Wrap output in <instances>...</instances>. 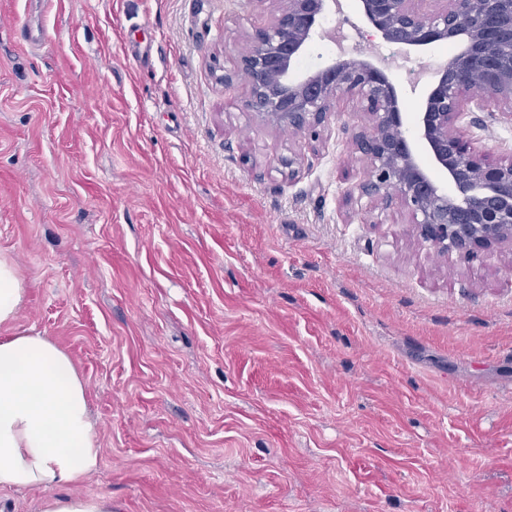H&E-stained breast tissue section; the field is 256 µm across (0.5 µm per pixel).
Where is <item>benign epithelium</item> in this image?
Segmentation results:
<instances>
[{
	"instance_id": "1",
	"label": "benign epithelium",
	"mask_w": 512,
	"mask_h": 512,
	"mask_svg": "<svg viewBox=\"0 0 512 512\" xmlns=\"http://www.w3.org/2000/svg\"><path fill=\"white\" fill-rule=\"evenodd\" d=\"M280 2L241 57L248 106L316 138L342 98L360 99L370 124L353 141L371 172L356 186L361 194L399 204L423 241L467 260L512 243V150L490 160L467 135L482 125L472 113L491 104L512 118V0H357L368 27L406 56L439 41L460 45L431 73L412 135L394 85L373 61L339 57L294 77L321 16L342 12L341 0Z\"/></svg>"
}]
</instances>
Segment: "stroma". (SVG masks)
<instances>
[{"label":"stroma","instance_id":"obj_1","mask_svg":"<svg viewBox=\"0 0 512 512\" xmlns=\"http://www.w3.org/2000/svg\"><path fill=\"white\" fill-rule=\"evenodd\" d=\"M274 0H0V251L118 512H512V244L472 261L225 88ZM43 29L36 45L17 25ZM402 111L413 69L379 44Z\"/></svg>","mask_w":512,"mask_h":512}]
</instances>
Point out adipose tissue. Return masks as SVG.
<instances>
[{
  "label": "adipose tissue",
  "instance_id": "adipose-tissue-1",
  "mask_svg": "<svg viewBox=\"0 0 512 512\" xmlns=\"http://www.w3.org/2000/svg\"><path fill=\"white\" fill-rule=\"evenodd\" d=\"M25 294L14 260L0 254V325L16 320ZM100 463L84 382L68 355L38 334L0 340V490L69 486Z\"/></svg>",
  "mask_w": 512,
  "mask_h": 512
}]
</instances>
